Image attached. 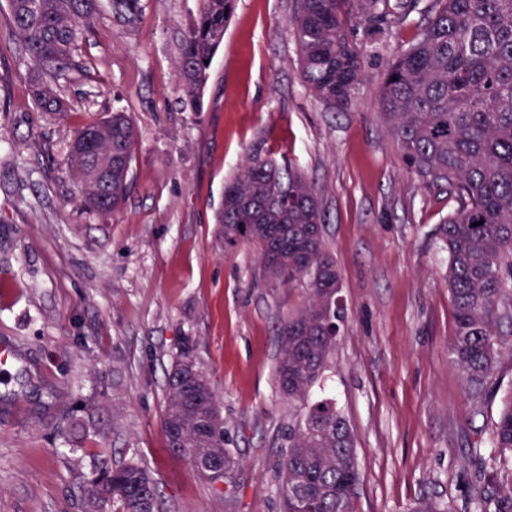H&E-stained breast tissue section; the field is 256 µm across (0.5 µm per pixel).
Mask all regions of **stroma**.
<instances>
[{
    "mask_svg": "<svg viewBox=\"0 0 512 512\" xmlns=\"http://www.w3.org/2000/svg\"><path fill=\"white\" fill-rule=\"evenodd\" d=\"M420 0L365 59L349 108L306 89L289 25L295 0H237L201 95L180 101L175 61L200 0H143L138 22L110 5L79 40L56 119L27 95L26 60L0 10V512H81L87 479L135 459L165 512H279L285 436L301 407L275 378L278 332L305 303L255 247L216 241L225 180L249 148L279 147L314 184L341 274L345 320L322 386L357 438L353 512H412L423 498L475 512L472 451L512 384L483 404L448 353L454 311L434 229L447 189L413 174L379 119L385 69L427 23ZM127 112L131 184L117 210L84 208L70 176L75 128ZM224 413L238 464L223 491L171 457L166 372L183 337Z\"/></svg>",
    "mask_w": 512,
    "mask_h": 512,
    "instance_id": "35a3bbf8",
    "label": "stroma"
}]
</instances>
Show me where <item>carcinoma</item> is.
Masks as SVG:
<instances>
[{
    "label": "carcinoma",
    "instance_id": "carcinoma-1",
    "mask_svg": "<svg viewBox=\"0 0 512 512\" xmlns=\"http://www.w3.org/2000/svg\"><path fill=\"white\" fill-rule=\"evenodd\" d=\"M417 0H297L289 25L305 86L333 108L354 104L364 84L363 58L393 27L407 23ZM10 35L27 58V92L38 111L62 117L58 79L100 14L101 0H6ZM123 26L137 22L141 0H111ZM235 0H201L176 61L182 102L197 112L211 61L224 40ZM433 15L387 64L379 118L409 169L431 186H448L456 206L435 229L448 254L454 307L449 354L477 404L496 387L504 353L512 355V0H433ZM135 127L114 112L76 129L68 144L71 175L89 210L125 201ZM324 210L314 185L288 161L257 146L224 185L216 214L224 246L251 244L265 271L301 288L307 302L280 329L290 401L303 412L288 430L280 469L281 512H350L359 480L356 435L330 399L311 389L329 368L343 306L340 273L315 229ZM280 246L282 258L268 257ZM184 338L166 375L161 423L168 450L188 460L237 464L224 432L221 402ZM487 452L473 449L477 512H512V390L492 425ZM82 512H162L147 468L137 461L103 466L87 480Z\"/></svg>",
    "mask_w": 512,
    "mask_h": 512
}]
</instances>
